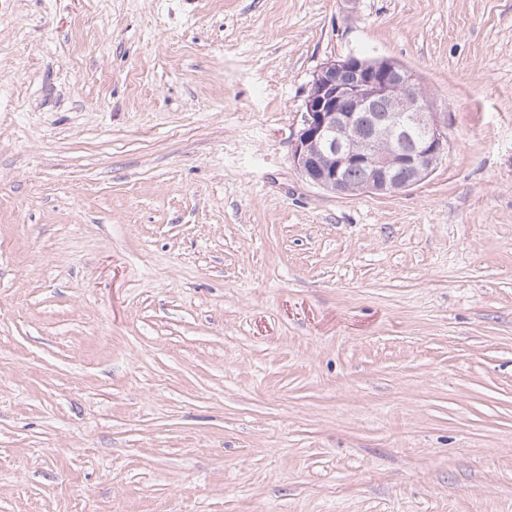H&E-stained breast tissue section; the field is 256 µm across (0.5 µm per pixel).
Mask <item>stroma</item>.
Wrapping results in <instances>:
<instances>
[{"instance_id": "35a3bbf8", "label": "stroma", "mask_w": 512, "mask_h": 512, "mask_svg": "<svg viewBox=\"0 0 512 512\" xmlns=\"http://www.w3.org/2000/svg\"><path fill=\"white\" fill-rule=\"evenodd\" d=\"M351 53L403 193L291 163ZM0 512H512V0H0ZM303 108L291 162L307 182L336 195L401 193L424 182L447 151L442 113L412 72L389 57L327 60ZM353 168L363 172L355 187L347 181L354 185L359 173L346 175Z\"/></svg>"}]
</instances>
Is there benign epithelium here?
<instances>
[{"instance_id":"obj_1","label":"benign epithelium","mask_w":512,"mask_h":512,"mask_svg":"<svg viewBox=\"0 0 512 512\" xmlns=\"http://www.w3.org/2000/svg\"><path fill=\"white\" fill-rule=\"evenodd\" d=\"M447 147L441 113L410 70L352 53L314 72L291 162L336 195L398 194L424 182ZM353 168L363 172L354 187L345 178Z\"/></svg>"}]
</instances>
